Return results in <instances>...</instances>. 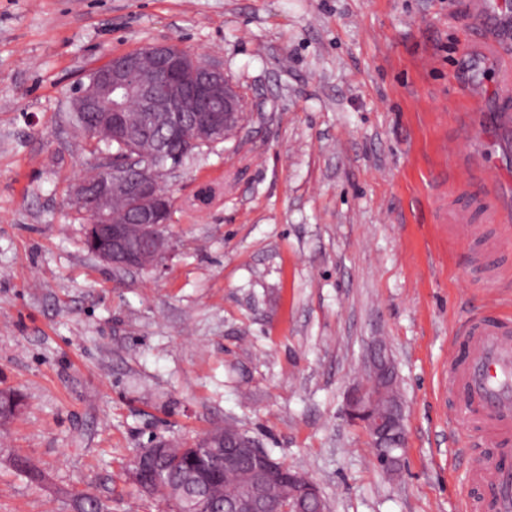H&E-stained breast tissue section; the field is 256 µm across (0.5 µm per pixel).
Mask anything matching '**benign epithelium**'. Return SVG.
I'll list each match as a JSON object with an SVG mask.
<instances>
[{"label": "benign epithelium", "mask_w": 512, "mask_h": 512, "mask_svg": "<svg viewBox=\"0 0 512 512\" xmlns=\"http://www.w3.org/2000/svg\"><path fill=\"white\" fill-rule=\"evenodd\" d=\"M152 65H141L138 51L112 57L88 75L72 103V111L91 114L93 136L96 129H107L117 139L130 132V110L136 109L153 128L170 139L193 146L224 139L242 126L245 105L241 92L224 75V67L196 57L167 42L149 46ZM108 168L93 179L82 177L72 183V197L86 205V237L97 256L120 272L153 268L169 251L162 228L170 222L171 199L160 190L157 170L147 167L135 176H119L123 160L102 155ZM128 198L138 209L133 214L135 229L112 222V199ZM136 235L140 247L133 251L129 238ZM392 368L383 347L373 348L368 357L367 383L354 386L347 396V416L362 424L371 439L376 459L397 473L401 457L392 456L390 437L406 436L403 410L390 393L387 371ZM211 452L224 455V469H238L245 460L254 461L247 472L243 493L235 500L236 512H267L274 490L291 486L288 512H308L310 503L319 499L314 481L304 472L286 471V466L269 458L265 450L242 429L224 425L223 436L209 432ZM170 448H143L131 462L130 479L144 491L151 487L155 460ZM214 481L196 474L188 475L173 488L174 495L194 512L199 503L214 498Z\"/></svg>", "instance_id": "7a95c632"}]
</instances>
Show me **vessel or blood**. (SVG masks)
<instances>
[{
  "mask_svg": "<svg viewBox=\"0 0 512 512\" xmlns=\"http://www.w3.org/2000/svg\"><path fill=\"white\" fill-rule=\"evenodd\" d=\"M470 23L486 26L491 41L512 40V17L500 14L496 0H469ZM495 110L501 129L512 128V67L494 68ZM463 360L448 362V390L460 400L451 411L462 427L479 422L488 442L512 438V320L483 312L467 325ZM470 479L481 485L496 512H512V463L478 464Z\"/></svg>",
  "mask_w": 512,
  "mask_h": 512,
  "instance_id": "b4317fda",
  "label": "vessel or blood"
}]
</instances>
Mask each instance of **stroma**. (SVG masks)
Segmentation results:
<instances>
[{"label": "stroma", "mask_w": 512, "mask_h": 512, "mask_svg": "<svg viewBox=\"0 0 512 512\" xmlns=\"http://www.w3.org/2000/svg\"><path fill=\"white\" fill-rule=\"evenodd\" d=\"M467 0H0V512H161L128 465L151 440L231 422L318 484L327 512H465L480 436L450 423L448 345L492 295L512 316V223H436L439 201L512 211V134ZM172 42L245 94L238 138L167 177L170 254L113 271L89 252L69 183V118L112 55ZM486 109H471L472 94ZM504 171L498 186L478 168ZM384 344L405 408L399 475L346 414ZM25 461L39 471L32 481Z\"/></svg>", "instance_id": "obj_1"}]
</instances>
